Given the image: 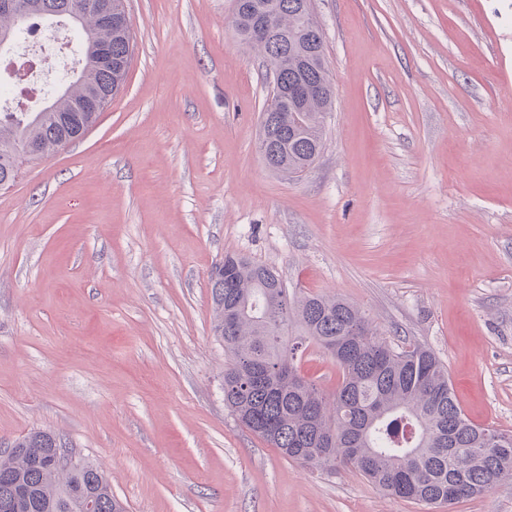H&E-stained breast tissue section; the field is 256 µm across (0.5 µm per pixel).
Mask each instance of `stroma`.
Instances as JSON below:
<instances>
[{
	"label": "stroma",
	"instance_id": "35a3bbf8",
	"mask_svg": "<svg viewBox=\"0 0 512 512\" xmlns=\"http://www.w3.org/2000/svg\"><path fill=\"white\" fill-rule=\"evenodd\" d=\"M125 5L124 91L0 187V444L63 437L126 512H512V481L415 504L251 433L210 286L240 253L343 298L512 434V0H312L335 96L295 178L258 150L270 83L235 0ZM299 370L335 392L314 343Z\"/></svg>",
	"mask_w": 512,
	"mask_h": 512
}]
</instances>
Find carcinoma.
Returning <instances> with one entry per match:
<instances>
[{"instance_id": "obj_1", "label": "carcinoma", "mask_w": 512, "mask_h": 512, "mask_svg": "<svg viewBox=\"0 0 512 512\" xmlns=\"http://www.w3.org/2000/svg\"><path fill=\"white\" fill-rule=\"evenodd\" d=\"M28 22L14 31L19 40L33 22L51 13L79 8L90 0H32ZM308 0H247L233 25L240 42L288 86L314 91L281 99L279 110L265 106L259 149L267 167L299 175L318 158L324 121L331 111L334 81L323 37L305 28ZM280 16L272 39L254 38L257 11ZM112 43V72L91 69L70 86L58 112H0V186L14 180L25 161V146L35 143L49 158L89 130L97 118L71 112L70 104L90 95H117L131 65L132 31L95 30ZM224 273L210 278L214 332L230 355L224 369V403L250 431L292 461L305 465L350 467L386 493L416 504L452 505L512 480V434L470 422L458 405L447 368L429 350L397 351L371 328L364 313L329 295L291 297L275 288V271L246 256H224ZM331 358L341 381L332 397L301 376L288 325ZM66 443L34 431L0 452V512L26 498L21 512H84L79 489L94 497L96 512H125L109 483L87 461L74 469L50 468L48 456Z\"/></svg>"}]
</instances>
